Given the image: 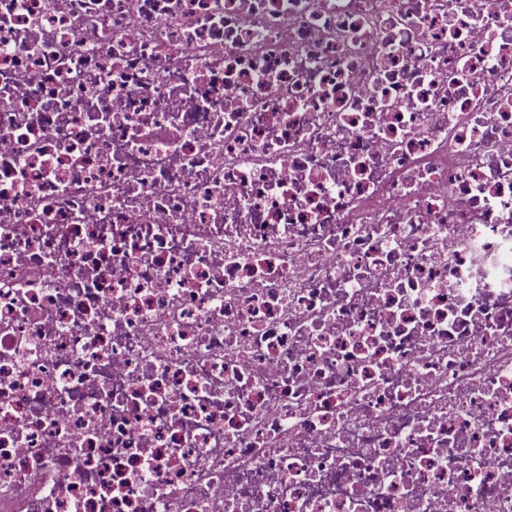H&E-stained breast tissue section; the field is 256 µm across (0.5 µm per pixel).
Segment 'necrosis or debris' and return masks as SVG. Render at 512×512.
Here are the masks:
<instances>
[{"instance_id":"1","label":"necrosis or debris","mask_w":512,"mask_h":512,"mask_svg":"<svg viewBox=\"0 0 512 512\" xmlns=\"http://www.w3.org/2000/svg\"><path fill=\"white\" fill-rule=\"evenodd\" d=\"M0 512H512V0H0Z\"/></svg>"}]
</instances>
